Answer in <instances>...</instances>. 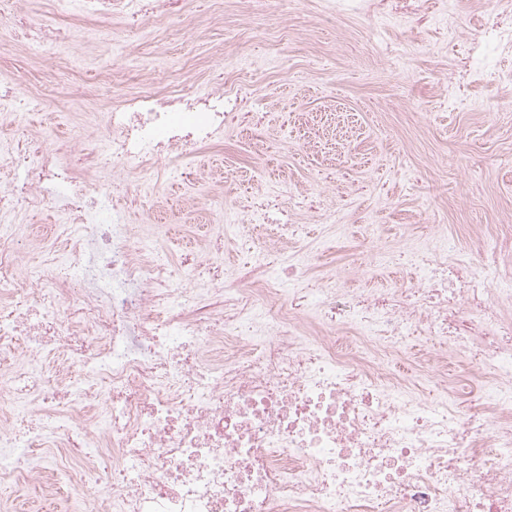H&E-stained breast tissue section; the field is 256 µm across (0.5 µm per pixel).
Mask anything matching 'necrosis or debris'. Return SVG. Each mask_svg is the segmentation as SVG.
Returning <instances> with one entry per match:
<instances>
[{
    "mask_svg": "<svg viewBox=\"0 0 512 512\" xmlns=\"http://www.w3.org/2000/svg\"><path fill=\"white\" fill-rule=\"evenodd\" d=\"M69 39L0 0L1 48ZM227 75L129 94L66 154L30 128L40 95L0 85V485L17 512L33 489L83 512H512L511 237L378 243L403 281L312 289L302 225L277 234L296 243L281 270L235 225L177 264L131 220L160 203L140 175L215 143L254 95ZM57 187L61 220L32 240Z\"/></svg>",
    "mask_w": 512,
    "mask_h": 512,
    "instance_id": "obj_1",
    "label": "necrosis or debris"
}]
</instances>
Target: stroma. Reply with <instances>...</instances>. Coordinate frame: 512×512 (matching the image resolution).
<instances>
[{
    "instance_id": "1",
    "label": "stroma",
    "mask_w": 512,
    "mask_h": 512,
    "mask_svg": "<svg viewBox=\"0 0 512 512\" xmlns=\"http://www.w3.org/2000/svg\"><path fill=\"white\" fill-rule=\"evenodd\" d=\"M21 10L58 21L70 32L68 54L32 61L0 48V77L22 73L19 95L41 93L31 123L58 147L89 115L108 111L140 90L143 70L155 88L174 81L208 91L218 61L243 58L258 67L257 99L244 122L196 162L217 177L187 195L161 182L159 209L139 213L158 228L163 251L181 262L192 244L183 226L240 220L224 184L232 175L269 199L247 229L268 245L292 197L305 198L299 223L326 243L324 268L347 287L371 288L398 277L390 266L367 272L368 225L384 241L402 236L427 246L432 227L466 243L477 225L512 227V51L486 29L512 33L498 0H368L369 13H330L325 0H288L267 15L261 0H169L170 14L150 34H125L80 8L58 17L52 0H18ZM124 37L110 52L94 34ZM115 70L94 95L86 79L100 65ZM336 210L338 227L312 220Z\"/></svg>"
}]
</instances>
